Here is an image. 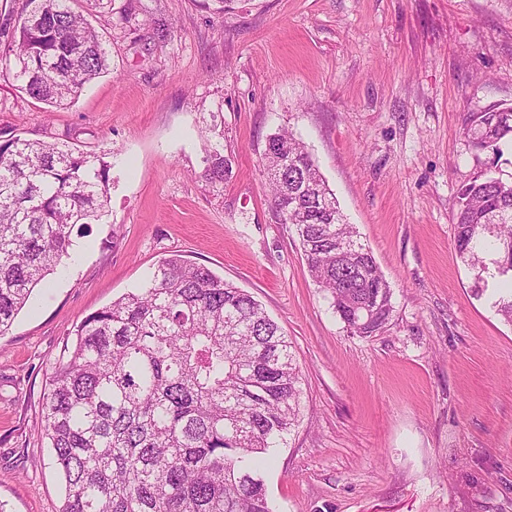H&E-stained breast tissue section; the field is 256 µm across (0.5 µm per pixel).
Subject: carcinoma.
Returning <instances> with one entry per match:
<instances>
[{"label": "carcinoma", "mask_w": 512, "mask_h": 512, "mask_svg": "<svg viewBox=\"0 0 512 512\" xmlns=\"http://www.w3.org/2000/svg\"><path fill=\"white\" fill-rule=\"evenodd\" d=\"M0 59L18 89L53 108L108 73V52L74 0H24ZM465 134L498 156L512 111L473 112ZM272 203L296 227L309 271L350 333L378 334L392 289L344 219L303 142L272 135L263 154ZM204 176L221 184L216 146ZM105 155L0 131V335L69 257L76 227L107 215ZM459 258L507 283L494 301L512 323V180L487 170L462 186ZM43 395L41 436L64 488L61 512H274L260 462L300 414L291 342L248 292L173 254L141 284L85 317Z\"/></svg>", "instance_id": "obj_1"}]
</instances>
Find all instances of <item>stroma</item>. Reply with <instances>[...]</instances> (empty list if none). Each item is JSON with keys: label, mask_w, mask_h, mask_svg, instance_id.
Returning a JSON list of instances; mask_svg holds the SVG:
<instances>
[{"label": "stroma", "mask_w": 512, "mask_h": 512, "mask_svg": "<svg viewBox=\"0 0 512 512\" xmlns=\"http://www.w3.org/2000/svg\"><path fill=\"white\" fill-rule=\"evenodd\" d=\"M109 71L47 111L0 65V129L111 156L109 212L0 336V503L59 512L42 398L74 327L173 254L247 291L287 335L301 414L265 473L276 512H512V325L457 257L458 191L512 147L463 118L512 106V0H78ZM288 129L393 289L346 329L263 152ZM222 146L224 183L206 182Z\"/></svg>", "instance_id": "1"}]
</instances>
